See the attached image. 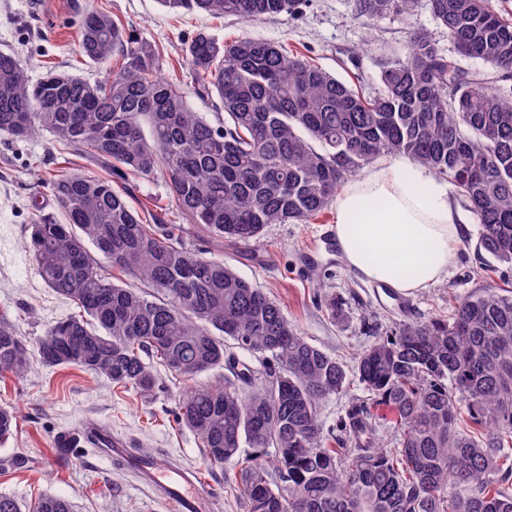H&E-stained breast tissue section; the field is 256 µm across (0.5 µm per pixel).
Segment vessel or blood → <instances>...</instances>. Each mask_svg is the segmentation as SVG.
I'll return each instance as SVG.
<instances>
[{"label":"vessel or blood","instance_id":"vessel-or-blood-1","mask_svg":"<svg viewBox=\"0 0 512 512\" xmlns=\"http://www.w3.org/2000/svg\"><path fill=\"white\" fill-rule=\"evenodd\" d=\"M84 442L102 449L114 465L150 485L169 512H204L207 495L195 471L159 467L154 457L138 450L133 439L116 435L105 424L86 430L64 431L54 439L55 446L63 448H75Z\"/></svg>","mask_w":512,"mask_h":512}]
</instances>
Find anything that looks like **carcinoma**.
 I'll use <instances>...</instances> for the list:
<instances>
[{"label":"carcinoma","mask_w":512,"mask_h":512,"mask_svg":"<svg viewBox=\"0 0 512 512\" xmlns=\"http://www.w3.org/2000/svg\"><path fill=\"white\" fill-rule=\"evenodd\" d=\"M303 0H162L174 12L262 21ZM369 21L406 16L418 0H355ZM471 75L417 31L410 50L378 61L365 91L262 39L198 33L184 43L187 82L159 75L162 57L102 11L77 12L78 52L121 66L91 83L65 73L33 81L0 51V134L49 133L65 154L101 163L53 175L60 218L35 213L29 251L45 283L78 312L38 345L43 364L75 365L151 395L143 356L193 381L180 418L204 460L232 462L248 512H512V286L481 288L452 316L400 325L349 371L310 344L263 289L224 261L193 252L178 224L143 222L131 182L162 174L177 210L210 236L248 243L269 224L328 209L345 179L385 154H406L451 182L480 224L477 251L512 267V23L485 0H428ZM212 116L193 110L189 96ZM107 259L110 271L101 269ZM266 359L264 372L202 374L234 365L227 342ZM31 349L0 314V374L23 375ZM339 435L320 404L352 379ZM393 414L398 448L376 435ZM16 415L0 407V441ZM254 452L247 453L245 449ZM273 449L272 460L263 459ZM32 512H72L47 494Z\"/></svg>","instance_id":"1"}]
</instances>
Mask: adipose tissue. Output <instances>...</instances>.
Here are the masks:
<instances>
[{
  "instance_id": "1",
  "label": "adipose tissue",
  "mask_w": 512,
  "mask_h": 512,
  "mask_svg": "<svg viewBox=\"0 0 512 512\" xmlns=\"http://www.w3.org/2000/svg\"><path fill=\"white\" fill-rule=\"evenodd\" d=\"M334 233L359 278L408 293L447 276L462 229L447 186L429 168L400 158L345 184Z\"/></svg>"
}]
</instances>
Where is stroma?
Segmentation results:
<instances>
[{
    "mask_svg": "<svg viewBox=\"0 0 512 512\" xmlns=\"http://www.w3.org/2000/svg\"><path fill=\"white\" fill-rule=\"evenodd\" d=\"M88 5L159 48L161 73L172 82L187 72L183 43L200 32L226 42H275L346 80L357 71L375 78L381 56L416 31H427L444 52L453 50L426 0H419L408 18L388 16L372 23L357 14L354 0H306L294 13L257 22L178 15L162 0H0V51L15 53L34 80L49 69L92 83L103 80L107 67L85 63L76 53L75 9ZM68 166V156L49 134L23 140L0 135V313L33 347L52 324L73 311L42 281L26 248L34 209L57 211L46 181ZM131 204L139 215L163 212L171 223L183 224L162 175L136 181ZM461 216L463 236L455 265L443 281L409 293L403 311L393 306L383 284L361 280L346 267L334 244V210L305 224L269 225L259 238L238 246L184 226L190 249L210 251L263 288L308 342L351 366L366 347L399 324L448 318L456 299L499 284L498 274L484 271L485 260L475 248L479 224L469 211ZM324 293L340 303V319H331L320 305ZM159 377L158 389L146 399L76 366H46L36 355L23 376H0V405L17 416L13 435L0 441V494L27 506L43 494H56L72 503L73 512H168L93 445L58 459L53 446L57 433L94 418L107 422L114 433L133 437L159 465L174 461L196 471L215 497L214 512H248L235 491L233 464L207 465L197 435L177 419L183 380L165 370Z\"/></svg>",
    "mask_w": 512,
    "mask_h": 512,
    "instance_id": "obj_1",
    "label": "stroma"
}]
</instances>
